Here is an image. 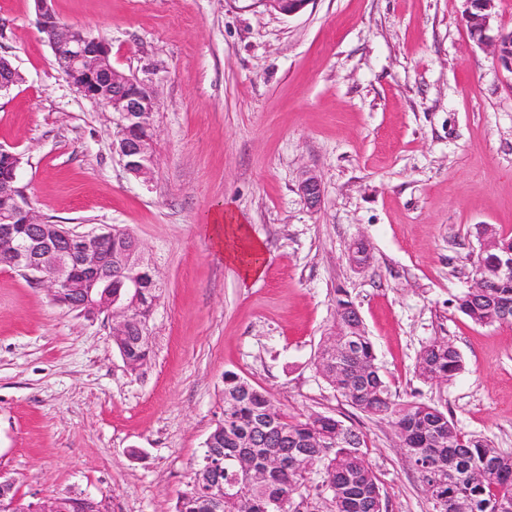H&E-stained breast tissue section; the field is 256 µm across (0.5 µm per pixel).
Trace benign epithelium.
<instances>
[{
  "mask_svg": "<svg viewBox=\"0 0 512 512\" xmlns=\"http://www.w3.org/2000/svg\"><path fill=\"white\" fill-rule=\"evenodd\" d=\"M275 3L279 11L291 16L303 10L310 0H259ZM465 23L470 36L481 45L491 48L498 65L512 74V32L488 35L494 18V0H466ZM39 31L53 49L55 56L66 61L68 82L87 100L112 109L117 124L126 128L124 137L113 148L125 169L138 178H148L151 170L146 163L155 142V116L159 103L152 85L134 75L112 66V46L103 38L89 35L83 28L61 24L54 13L51 0H35ZM18 166H13L9 179L0 181V197L9 206L0 212V265L23 272L42 284L52 295L68 287V278L78 271L80 288L76 289L78 307H86L94 314L105 313L112 319V334L123 335L134 320L140 285L127 276L121 284L128 288V298L110 301L98 307V290L112 287L113 273L130 264L132 259L112 255L104 248V240L111 228L100 232L78 233L46 224V220L30 207L18 186ZM300 193L312 207L320 203L321 183L308 175L300 185ZM30 225L31 234L19 238L17 222ZM481 253L496 255L491 267H480L472 292L483 293L489 280L488 273L498 277H512V249L501 245V238L480 230ZM53 262L54 270L46 273V265ZM17 481L0 470V512H61L63 505H81L85 512H105L104 502L90 495H77L65 503L47 499L24 501L14 492Z\"/></svg>",
  "mask_w": 512,
  "mask_h": 512,
  "instance_id": "benign-epithelium-1",
  "label": "benign epithelium"
}]
</instances>
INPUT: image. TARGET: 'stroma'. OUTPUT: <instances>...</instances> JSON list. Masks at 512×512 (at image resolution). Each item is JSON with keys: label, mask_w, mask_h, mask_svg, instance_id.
Here are the masks:
<instances>
[{"label": "stroma", "mask_w": 512, "mask_h": 512, "mask_svg": "<svg viewBox=\"0 0 512 512\" xmlns=\"http://www.w3.org/2000/svg\"><path fill=\"white\" fill-rule=\"evenodd\" d=\"M112 45L115 68L161 102L156 164L128 173L113 114L59 73L34 0H0V147L51 221L127 227L159 279L151 360L130 371L112 323L53 303L0 267V468L28 499L87 493L107 512H174L220 413L225 373L290 417L359 434L384 512H434L394 427L349 406L317 372L347 294L393 399L437 405L512 450V326L456 307L491 224L512 235V74L466 27L465 0H310L286 17L255 0H53ZM321 181L309 207L299 184ZM228 212L264 248L243 282L207 226ZM365 240L370 262L348 260ZM443 340L462 370L420 379Z\"/></svg>", "instance_id": "1"}]
</instances>
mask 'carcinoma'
Segmentation results:
<instances>
[{"mask_svg":"<svg viewBox=\"0 0 512 512\" xmlns=\"http://www.w3.org/2000/svg\"><path fill=\"white\" fill-rule=\"evenodd\" d=\"M124 274L141 281L139 309L152 312L160 289L155 271L140 263L125 268ZM485 292L493 301L468 291L458 297L457 308L478 325H499V306L512 304V279L496 278ZM353 342L347 355L317 352V371L347 404L394 425L409 462L431 497L441 502V512H504L505 504L512 505V451L462 433L435 405L393 400L366 329ZM112 344L125 355L132 371L150 360L149 341L140 338L135 324L129 335ZM462 367V357L452 345L433 340L421 349L416 372L425 381H448ZM221 401V413L204 453L224 456L221 481L226 489L234 480L233 458L238 453L245 454L264 478L242 488L238 495L225 493L220 512H271L273 500L283 504L282 512H294L295 500L316 477L326 491L328 512H383L374 470L361 449L350 445L358 434L343 421L319 413L290 419L275 410L266 393L231 372L224 374ZM267 417L276 426L258 429V422ZM274 456L288 459V465L267 468ZM215 484L209 471L196 468L177 499L175 512H209L207 497L219 494Z\"/></svg>","mask_w":512,"mask_h":512,"instance_id":"obj_1","label":"carcinoma"}]
</instances>
